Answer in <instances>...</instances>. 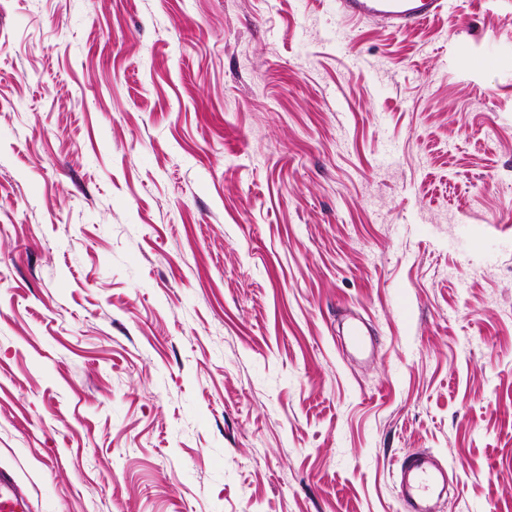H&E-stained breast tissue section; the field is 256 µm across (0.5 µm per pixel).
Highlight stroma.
Returning <instances> with one entry per match:
<instances>
[{"instance_id": "35a3bbf8", "label": "stroma", "mask_w": 512, "mask_h": 512, "mask_svg": "<svg viewBox=\"0 0 512 512\" xmlns=\"http://www.w3.org/2000/svg\"><path fill=\"white\" fill-rule=\"evenodd\" d=\"M418 449L512 512V0H0L30 512H405ZM445 0H336L343 15L379 19L397 27L421 22L440 12Z\"/></svg>"}]
</instances>
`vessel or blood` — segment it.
Wrapping results in <instances>:
<instances>
[{
  "instance_id": "1",
  "label": "vessel or blood",
  "mask_w": 512,
  "mask_h": 512,
  "mask_svg": "<svg viewBox=\"0 0 512 512\" xmlns=\"http://www.w3.org/2000/svg\"><path fill=\"white\" fill-rule=\"evenodd\" d=\"M344 15L379 19L397 27L429 19L444 0H336ZM406 512H432V503L448 489V470L433 453L409 454L398 469ZM0 512H25V500L11 477L0 473Z\"/></svg>"
}]
</instances>
